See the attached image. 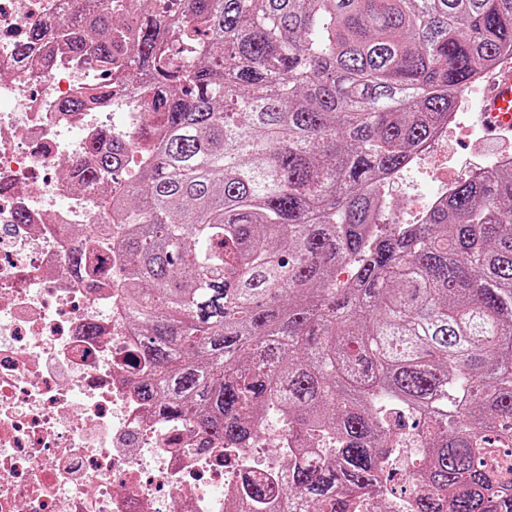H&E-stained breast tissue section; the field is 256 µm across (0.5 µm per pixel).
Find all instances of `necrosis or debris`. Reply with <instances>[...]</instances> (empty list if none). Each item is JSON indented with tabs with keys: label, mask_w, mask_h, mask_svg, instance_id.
I'll return each mask as SVG.
<instances>
[{
	"label": "necrosis or debris",
	"mask_w": 512,
	"mask_h": 512,
	"mask_svg": "<svg viewBox=\"0 0 512 512\" xmlns=\"http://www.w3.org/2000/svg\"><path fill=\"white\" fill-rule=\"evenodd\" d=\"M63 0H0V512H228L246 479L281 478V430L256 448L203 447L197 429L147 415L126 361L133 328L80 233L108 223L102 186L72 187L59 167L89 164L101 131L138 151L149 120L141 94L64 111L90 84L84 62L56 52L17 66L8 46ZM98 270L75 274L73 252Z\"/></svg>",
	"instance_id": "necrosis-or-debris-1"
}]
</instances>
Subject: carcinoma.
Returning <instances> with one entry per match:
<instances>
[{"instance_id":"carcinoma-1","label":"carcinoma","mask_w":512,"mask_h":512,"mask_svg":"<svg viewBox=\"0 0 512 512\" xmlns=\"http://www.w3.org/2000/svg\"><path fill=\"white\" fill-rule=\"evenodd\" d=\"M73 0L15 45H63L152 96L142 176L109 195L116 286L141 399L236 448L268 418L296 443L288 477L245 491L291 512H512V169L462 182L423 224L378 230L380 178L512 57V0ZM76 178L112 172L89 145ZM353 279L336 286V268ZM423 444L388 484L390 440Z\"/></svg>"}]
</instances>
